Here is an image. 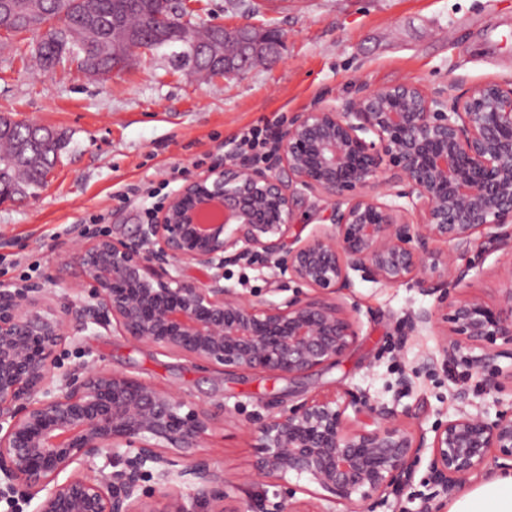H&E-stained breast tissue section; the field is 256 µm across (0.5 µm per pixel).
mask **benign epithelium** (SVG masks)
<instances>
[{
	"label": "benign epithelium",
	"mask_w": 512,
	"mask_h": 512,
	"mask_svg": "<svg viewBox=\"0 0 512 512\" xmlns=\"http://www.w3.org/2000/svg\"><path fill=\"white\" fill-rule=\"evenodd\" d=\"M200 52L219 75L277 58L276 40L249 24L219 26ZM288 180L236 162L195 177L129 238L79 244V302L39 281L0 288V499L31 512H249L224 505V470L202 449L213 419L177 393L86 362L64 371L61 346L91 325L227 371L288 381L337 363L357 342L356 321L334 298L352 274L437 296L411 311L404 335L446 324L438 353L471 374L512 381V263L499 300L459 298L472 266L457 264L477 236L512 253V81L449 97L405 81L338 105L298 112L273 149ZM403 189L384 191L386 174ZM305 191L322 195L330 224L293 233ZM419 214L407 220L409 210ZM446 246L442 251L438 245ZM260 257L316 292L252 299L221 283L224 263ZM210 272L187 280L183 267ZM347 390L270 411L253 432L255 477L280 486L305 475L348 512L423 484L454 495L471 477L512 471V407L458 409L412 431L395 407L367 408L374 428L347 410ZM195 458L180 463L178 452ZM120 467L108 476L107 465ZM146 480L153 481L147 489Z\"/></svg>",
	"instance_id": "1"
}]
</instances>
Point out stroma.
Instances as JSON below:
<instances>
[{
  "mask_svg": "<svg viewBox=\"0 0 512 512\" xmlns=\"http://www.w3.org/2000/svg\"><path fill=\"white\" fill-rule=\"evenodd\" d=\"M198 25L250 21L279 36V59L239 76L203 79L174 68L167 55H143L102 77L67 62L45 71L30 63L31 33L0 32V116L62 133L46 182L23 200L0 202V287L27 279L57 293L81 278L77 242L130 236L146 215L216 160L235 155L247 127L282 130L297 112L334 104L403 81L451 95L512 80V0H192ZM473 270L459 295L495 301L504 284L505 251L475 243ZM229 284L269 298L272 269L259 261L225 266ZM339 300L359 320L360 336L336 367L294 382L263 372H223L92 326L62 347L63 366L88 360L180 393L206 410L215 427L206 443L224 470L229 505L272 498L249 479L252 431L269 408L347 389L368 402L396 405L413 428L431 429L457 407L495 411L512 405V384L489 392L463 365L430 362L440 328L401 339L407 312L435 297L361 278Z\"/></svg>",
  "mask_w": 512,
  "mask_h": 512,
  "instance_id": "stroma-1",
  "label": "stroma"
}]
</instances>
